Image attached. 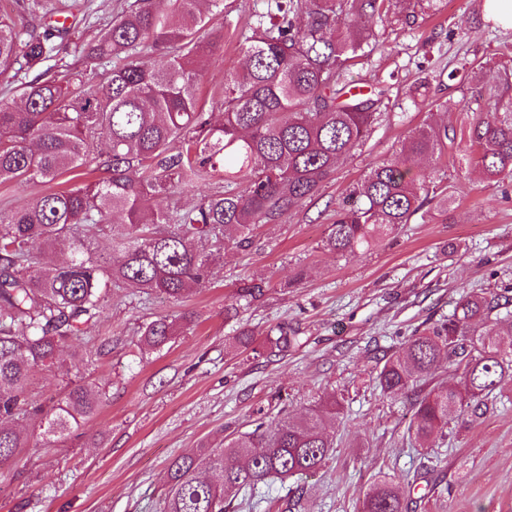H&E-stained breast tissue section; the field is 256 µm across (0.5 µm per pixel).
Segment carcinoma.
Instances as JSON below:
<instances>
[{
    "mask_svg": "<svg viewBox=\"0 0 512 512\" xmlns=\"http://www.w3.org/2000/svg\"><path fill=\"white\" fill-rule=\"evenodd\" d=\"M392 0H267L244 37L243 70L225 75L224 98L208 111L198 90L214 42L199 36L224 0H135L100 38L83 47L88 64L113 62L95 85L79 71L23 87L18 104L0 101V183L48 184L94 159L99 178L48 191L10 212L0 211V416L24 411L31 370L61 361L64 345L96 320L112 286L179 301L205 284L227 241L250 244L261 224H280L370 135L384 91L350 95L339 85L353 60L369 55L378 33L369 22ZM50 35H35L0 16V73L32 71L54 52ZM164 58L155 65L151 56ZM107 149L95 153L98 141ZM448 124L411 129L391 158L375 164L334 214L323 247L363 255L432 203L448 212L445 177L411 176L407 162L438 158L454 148ZM465 156L484 179L509 196L512 185V97L496 98L467 131ZM224 190L190 209H162L158 198L177 186ZM112 222L128 226L99 254L94 241ZM69 259L43 270L56 251ZM265 279L244 281L236 301L264 295ZM512 305V286L488 297H463L453 314L416 332L384 362L376 381L392 397L412 387L414 434L427 444L449 425L496 396L512 377V320L493 316ZM175 321L162 317L140 331L145 351L163 348ZM300 341L282 327L268 343L286 350ZM459 371L450 385L433 383L442 363ZM100 388L77 384L43 422L56 443L93 418ZM336 393L322 407L255 428L222 448H202L169 465L163 512H224V501L274 476L316 472L333 444L324 433L335 418ZM27 436L0 426V466L15 459ZM362 512H404L394 479L382 476Z\"/></svg>",
    "mask_w": 512,
    "mask_h": 512,
    "instance_id": "cac0c4a2",
    "label": "carcinoma"
}]
</instances>
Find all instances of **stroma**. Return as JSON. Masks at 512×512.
I'll list each match as a JSON object with an SVG mask.
<instances>
[{"mask_svg":"<svg viewBox=\"0 0 512 512\" xmlns=\"http://www.w3.org/2000/svg\"><path fill=\"white\" fill-rule=\"evenodd\" d=\"M67 2L69 32L41 70L51 76L67 65L100 82L107 65H85L81 48L131 0ZM265 8L266 0H224L214 22L224 39L200 85L203 101L240 69L239 35ZM373 27L377 48L344 74L347 86L386 92L370 137L283 223L257 227L246 249L223 250L210 281L182 302L109 291L100 320L69 341L63 364L35 369L27 392L49 406L73 385L94 384L103 392L99 412L73 444L45 445L38 420L27 421L26 448L0 469V512H159L175 457L251 431L257 413L271 421L303 414L330 392L342 411L326 424L334 449L322 468L242 492L224 512H360L385 474L408 512H512V390L423 448L409 430L413 394L389 398L374 382L382 357L415 329L446 320L470 292L512 283V198L460 153L420 159L412 173H448L447 215L425 207L361 257L321 248L350 190L399 151L410 129L431 122L417 86L445 102L458 129L490 106V91L512 68V27L492 18L485 0H424L414 17L392 13ZM475 59L483 69L450 79ZM253 276L268 282L263 299L237 306V287ZM163 316L189 323L163 349L141 352L140 328ZM278 326L300 344L266 351ZM244 330L260 356L236 344Z\"/></svg>","mask_w":512,"mask_h":512,"instance_id":"35a3bbf8","label":"stroma"}]
</instances>
